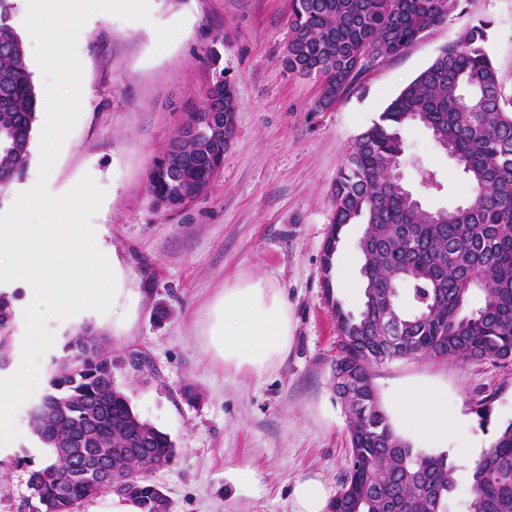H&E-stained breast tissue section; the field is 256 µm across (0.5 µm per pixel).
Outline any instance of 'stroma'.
I'll list each match as a JSON object with an SVG mask.
<instances>
[{"mask_svg": "<svg viewBox=\"0 0 512 512\" xmlns=\"http://www.w3.org/2000/svg\"><path fill=\"white\" fill-rule=\"evenodd\" d=\"M149 21L98 11L83 25L77 53L86 101L49 175L61 196L91 176L105 197L91 219L116 256L129 314H77L51 322L63 337L88 324L115 353L137 352L149 367H124L115 379L141 419L167 432L177 455L153 474L171 512H289L296 479L320 475L340 490L349 417L337 397L334 303L359 312V269L342 287H322L323 245L332 190L357 136L474 21L491 20L489 51L512 95V0H467L404 54L378 60L355 87L323 112L313 111L315 80L289 75L282 59L291 0H149ZM234 81L235 134L207 193L178 211L158 207L148 175L204 99L216 68ZM400 172L431 209L471 200L465 177L425 129L404 132ZM442 187L422 182L423 170ZM261 278L282 291L291 312L287 357L262 376L225 370L208 347V312L224 288ZM386 415L407 386L444 388L471 424L452 451L457 503L472 498L469 473L499 428L512 421V364L408 357L375 367ZM488 402V418L477 410ZM46 457L34 437L0 467V512H29L28 477ZM255 467L264 496L234 495L228 467Z\"/></svg>", "mask_w": 512, "mask_h": 512, "instance_id": "35a3bbf8", "label": "stroma"}]
</instances>
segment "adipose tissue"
I'll return each instance as SVG.
<instances>
[{"label":"adipose tissue","instance_id":"ef3b65f1","mask_svg":"<svg viewBox=\"0 0 512 512\" xmlns=\"http://www.w3.org/2000/svg\"><path fill=\"white\" fill-rule=\"evenodd\" d=\"M292 341V322L281 291L263 280H243L225 288L210 311L209 348L226 367L261 375L281 361ZM398 419L426 442L447 445L467 432L442 389L398 392ZM331 490L321 476L298 478L288 500L290 512H328Z\"/></svg>","mask_w":512,"mask_h":512}]
</instances>
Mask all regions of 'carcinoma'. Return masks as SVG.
<instances>
[{"instance_id": "1", "label": "carcinoma", "mask_w": 512, "mask_h": 512, "mask_svg": "<svg viewBox=\"0 0 512 512\" xmlns=\"http://www.w3.org/2000/svg\"><path fill=\"white\" fill-rule=\"evenodd\" d=\"M463 0H294L283 66L323 84L314 111L348 94L379 58L406 51ZM15 0H0V194L19 180L30 156L37 94L14 25ZM481 19L444 46L436 59L356 139L332 192L331 231L324 246L323 288L331 290L332 257L343 228L367 225L358 241L366 271L364 308L346 313L334 302L339 333L332 366L336 394L348 404L350 448L330 512H449L457 465L429 455L396 432L383 411L372 369L405 357L512 363V97H505ZM233 80L219 71L203 107L190 115L152 170L148 188L175 211L199 198L224 163L235 130ZM420 125L454 160L472 202L432 210L391 177L404 153L405 129ZM409 286L412 305L399 306ZM0 292V368L9 363L14 301ZM479 305H474V298ZM52 359L49 388L33 407L32 435L49 449L30 472L32 512H65L107 494L134 500L140 512H171L151 474L176 455L170 436L144 421L115 384L126 360L90 326L66 337ZM95 432L94 448L112 461L111 483L61 459L79 432ZM473 512H512V423L500 429L471 469Z\"/></svg>"}]
</instances>
